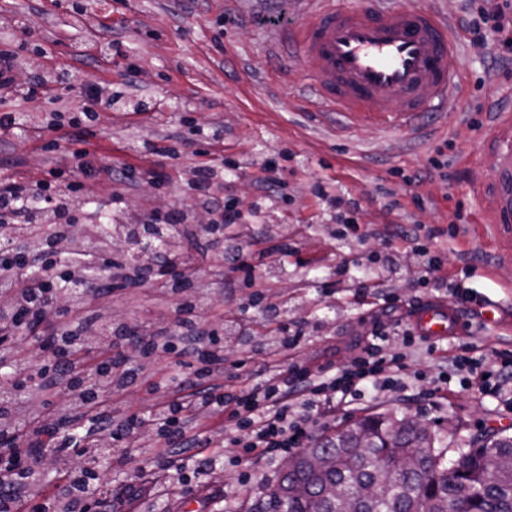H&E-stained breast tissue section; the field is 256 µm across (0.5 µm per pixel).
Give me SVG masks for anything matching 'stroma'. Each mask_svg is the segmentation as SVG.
I'll return each mask as SVG.
<instances>
[{
	"instance_id": "1",
	"label": "stroma",
	"mask_w": 512,
	"mask_h": 512,
	"mask_svg": "<svg viewBox=\"0 0 512 512\" xmlns=\"http://www.w3.org/2000/svg\"><path fill=\"white\" fill-rule=\"evenodd\" d=\"M73 14L56 8L53 0H0V43L36 41L46 53L26 56L14 72L18 84L41 82L63 95L72 106L79 95L67 92L58 74L70 80L98 83L112 90L111 106H99L88 127L71 122L70 110L58 111L46 98L34 95L23 104L31 134L26 142L0 138V176L36 185L61 169L47 142L66 137L76 148L110 160L112 170L91 180L87 205L78 206L79 221L109 204L122 188L124 210H177L189 223L211 221L214 210L232 202L247 220L245 239L256 243L285 241L295 253L282 264L259 268L257 286L233 279L220 252L208 253L197 277L199 317L242 319L253 340L240 344L225 334L228 360L244 362L252 381L265 373L266 348L272 347L277 324L267 316L259 293L287 303L289 321L301 323L303 336L289 354L298 363L321 362L339 371L350 359L351 344L363 337L371 310L384 323L387 345L406 351L408 368L398 384L379 394L367 393L361 404L337 407L321 414L318 433H326L364 413L390 411L410 414L439 426L445 419L457 425L455 442H467L490 428L512 434V392L482 394L466 386L467 370L454 366L465 355L479 360L487 373L497 372L512 357V261L500 257L503 244L488 222L490 197L477 196L473 184L491 171L494 124L512 113V62H499L497 43L486 53L470 46L469 0H438L459 35V99L441 106L451 121L448 130L428 140H410L395 132L361 123L316 128L310 115L306 70L289 52L275 49L274 26L258 24L262 15L287 11L299 22L295 0H82ZM477 121L469 129L468 121ZM441 150L448 162V182L422 178L425 159ZM214 161L212 205L202 208L193 188L197 165ZM273 167L281 185L265 196L258 181ZM332 181L354 201L352 213L360 230L392 223H419L443 229L438 246L449 274L469 266L466 287L484 299L481 315L470 305L459 306L462 323L452 337L431 342L414 338L405 345L397 322V307L428 301L435 289L421 287L424 258L415 245L400 239L370 238L358 245L340 233L336 212L314 193L318 179ZM399 203L393 212L383 207L384 191ZM346 266L344 287H331L336 266ZM387 283L385 294L363 308L361 283ZM91 308L116 322L143 330L170 331L173 318L154 288L116 290L90 301ZM155 387L139 384L113 395L115 415L149 412L160 402L166 377L179 371L173 355L150 362ZM150 449L135 441L115 447L102 464L87 463L71 452L41 458L34 479L60 492L65 471L85 464L103 471L101 494L114 512L124 505L118 493L140 486L150 463ZM280 454L255 456L241 463L225 462L203 473L170 472L183 490L162 504L143 498V512H253L258 497L278 475Z\"/></svg>"
}]
</instances>
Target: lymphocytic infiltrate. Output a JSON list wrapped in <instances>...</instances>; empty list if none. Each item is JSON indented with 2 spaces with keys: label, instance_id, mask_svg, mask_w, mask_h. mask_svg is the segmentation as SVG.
I'll list each match as a JSON object with an SVG mask.
<instances>
[{
  "label": "lymphocytic infiltrate",
  "instance_id": "lymphocytic-infiltrate-1",
  "mask_svg": "<svg viewBox=\"0 0 512 512\" xmlns=\"http://www.w3.org/2000/svg\"><path fill=\"white\" fill-rule=\"evenodd\" d=\"M511 24L512 0H492L469 22L471 47L485 48L492 34L500 46L511 48L512 36L506 32ZM85 194L86 186L80 181H47L35 192L17 179L0 180V232L16 244L12 250L0 248V294L11 300L8 307L0 309V351L12 350L16 332L25 330L26 354L16 365L17 374L35 371L39 393L51 398L69 395L79 410L84 407V391L96 392L95 407L85 418L86 451L101 453L98 440L102 437L122 442L155 434L161 448L155 471L170 470L175 457L186 454L200 473L221 459L238 460L260 451L273 453L301 447L312 435L316 413L340 404H357L367 391L387 390L396 377L404 374L406 356L401 352L384 353L381 340L385 331L379 322L371 329L372 343L361 348L338 373H330L324 365H282L283 352L300 341L299 331L284 320L279 324V345L271 352L265 377L252 385L242 384L241 374L225 364L219 338L197 320L196 302L180 295L179 284L194 279L199 270L201 231L187 224L177 211L144 216V223L159 225L168 245L163 254L145 256L142 277L130 280L121 259H114L112 264V278L121 287L149 285L170 299L179 328L177 340L158 333L140 339L135 330L114 327L111 319L86 312L79 301L92 293L93 285L85 269L100 263V240L125 234L126 225L82 226L71 264L48 279L35 281L29 275L31 268H44L48 261L46 252L31 245L39 238L42 225L49 221L72 223L73 208ZM443 235L441 229H426L419 224L404 233L405 238L414 241L422 237L427 240L423 249L425 273L420 283L425 288H446L457 302H476V295L461 278L451 279L443 272V260L434 252ZM161 259L174 268L170 279H156L151 274ZM134 339L139 342L142 357L171 350L178 357L192 359L194 368L191 375L176 379L164 402L152 411L131 413L117 420L112 416L113 391L146 381L145 372L126 359L124 348ZM0 405L11 412L9 418L0 421V512H87L88 500L99 485L97 475L86 472L74 476L72 495L63 502L46 496L28 481L37 461V448L53 434V415L31 416L27 396L10 386L0 387ZM202 420L223 431L222 454L198 452L195 429Z\"/></svg>",
  "mask_w": 512,
  "mask_h": 512
}]
</instances>
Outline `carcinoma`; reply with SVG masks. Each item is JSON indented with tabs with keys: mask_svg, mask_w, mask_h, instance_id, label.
<instances>
[{
	"mask_svg": "<svg viewBox=\"0 0 512 512\" xmlns=\"http://www.w3.org/2000/svg\"><path fill=\"white\" fill-rule=\"evenodd\" d=\"M391 417L363 416L351 429L312 445L334 458L331 478L361 512H512V468L499 464L502 456H512L511 436L489 430L450 462L442 437L424 441L407 430L392 436ZM362 427L373 433L375 447H356L355 431ZM411 454L418 456L417 469L405 471L399 459ZM320 487L321 479L303 469L288 481V496L266 494L258 512H324Z\"/></svg>",
	"mask_w": 512,
	"mask_h": 512,
	"instance_id": "obj_1",
	"label": "carcinoma"
}]
</instances>
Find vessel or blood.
<instances>
[{
    "mask_svg": "<svg viewBox=\"0 0 512 512\" xmlns=\"http://www.w3.org/2000/svg\"><path fill=\"white\" fill-rule=\"evenodd\" d=\"M298 24L280 30L291 51L305 63L317 117L336 116L351 125L366 122L413 139L423 137V116L447 120L440 105L456 93L457 39L446 18L417 0L403 8L395 0H310ZM392 102L388 113L379 100ZM494 150L493 223L512 235V115L497 127ZM420 336L455 335L458 318L444 307L415 316Z\"/></svg>",
    "mask_w": 512,
    "mask_h": 512,
    "instance_id": "1",
    "label": "vessel or blood"
}]
</instances>
